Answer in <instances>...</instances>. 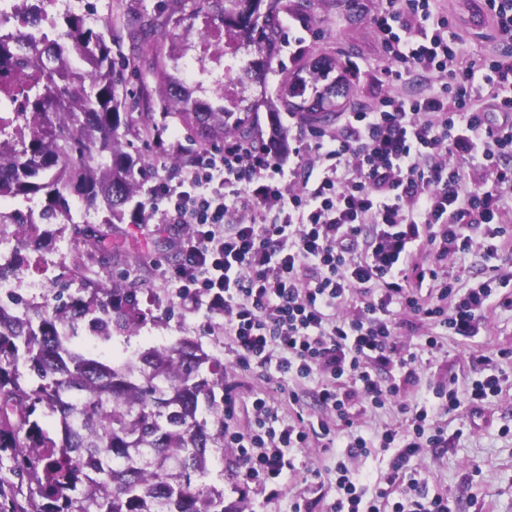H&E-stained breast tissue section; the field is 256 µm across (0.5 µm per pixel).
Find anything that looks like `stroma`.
I'll return each instance as SVG.
<instances>
[{"label":"stroma","mask_w":512,"mask_h":512,"mask_svg":"<svg viewBox=\"0 0 512 512\" xmlns=\"http://www.w3.org/2000/svg\"><path fill=\"white\" fill-rule=\"evenodd\" d=\"M379 4L380 0H312L309 9L282 15L284 42L267 75V103L258 110V120L252 127L254 138H268V106L276 102L289 74L325 55L335 59V75L351 83L353 104L368 103L383 95L413 97L426 91V83L416 78L384 81L381 69L385 60L370 26V16ZM435 10L447 17L448 30L460 40L465 58L497 54L501 43L492 25L467 27L463 0H437ZM50 230V236L34 242L22 235L11 238L9 252L30 269H40L58 259L60 243L70 235L69 227L62 224L51 225ZM180 235L179 227L149 218L140 224L115 225L112 259L103 262L95 255L87 257L79 272L80 280L139 281L143 287L139 295L142 307L160 311L163 317L146 324L132 337L115 334L102 340L82 331L72 343L87 356L108 362L140 348L168 346L185 336L196 338L205 351L223 357L224 383L230 386L236 401L231 423L248 427L254 398L269 389L274 377L258 368H237L227 337L206 330L197 315L173 298V286L164 273L176 266L174 255ZM502 349L509 355L498 361L504 374L501 393L483 406L465 404L454 414L439 416L447 447L422 449L408 464L409 472L425 481L430 493L447 496L453 512H512V310L492 313L486 335L470 341L448 337L441 353L419 364L418 384L404 392L398 403L380 410L364 403L357 406L361 434L378 439L385 430L404 425L402 405L422 404L432 398L437 384L448 381L454 382L458 391H465L473 380L484 375L477 355L497 354ZM288 456L294 469L287 472L274 496L263 486L247 481L235 449H225V502L238 504L242 512H292L294 502L303 497L311 512H326L337 496L335 450L313 441L306 447L290 449Z\"/></svg>","instance_id":"1"}]
</instances>
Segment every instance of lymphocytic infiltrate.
Returning <instances> with one entry per match:
<instances>
[{"mask_svg": "<svg viewBox=\"0 0 512 512\" xmlns=\"http://www.w3.org/2000/svg\"><path fill=\"white\" fill-rule=\"evenodd\" d=\"M370 22L386 77L422 74L425 94L350 109L337 131L310 129L287 157L237 140L201 149L177 180H156L144 203L183 231L174 297L205 326L223 327L238 366L283 383L321 379L316 399L329 418L304 417L292 390L284 402L256 397L247 428L225 426V447L264 486L280 484L289 449L331 435L351 453L367 448L355 399L381 409L417 381L419 352L404 349L402 326L421 328L419 351L434 354L446 336L483 335L491 312L512 308V296L497 293L499 269L461 289L448 268L472 250L477 226L489 253H512V167L502 162L512 155V52L463 60L430 0H381ZM485 91L493 111H471ZM475 168L481 181L470 178ZM480 361L485 375L466 398L436 389L402 432L382 434L381 447L397 454L374 493L338 465L341 495L328 512H450L447 498L421 486L398 499L392 488L420 449L444 444L435 410L500 393L495 360ZM285 403L294 409L287 418Z\"/></svg>", "mask_w": 512, "mask_h": 512, "instance_id": "1", "label": "lymphocytic infiltrate"}]
</instances>
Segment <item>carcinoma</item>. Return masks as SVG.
<instances>
[{"instance_id": "obj_1", "label": "carcinoma", "mask_w": 512, "mask_h": 512, "mask_svg": "<svg viewBox=\"0 0 512 512\" xmlns=\"http://www.w3.org/2000/svg\"><path fill=\"white\" fill-rule=\"evenodd\" d=\"M77 3L45 31L33 4L19 0L17 11L38 30L39 52L0 31V84L16 89L19 118L14 130H0V198L40 204L39 223L68 224L71 237L99 253L105 236L73 220L71 196L103 224L134 222L139 179L151 164L124 150L126 135L142 130L156 138L169 118L205 142L245 135L260 103L246 93L265 85L280 48V14L311 0H160L152 14L123 13L132 50L116 56L114 39H106L112 21L88 0ZM214 30L224 36V53L252 47L257 55L243 64L245 95L230 107L213 88H190L178 70L188 34L204 38ZM145 60L160 86L156 100L127 88L126 71L141 73ZM312 69L311 84L298 74L289 79L280 106L302 122L327 125L336 109L325 104L338 80L329 79L330 61ZM278 107L268 106L267 116L285 154ZM140 292L136 281L101 283L89 301L0 305V471L18 479L0 477V512H238L210 479L224 459V401L216 396L224 390V360L183 338L107 364L61 331L77 330L92 315L98 335L132 336L149 316ZM38 411L58 429L43 428Z\"/></svg>"}]
</instances>
